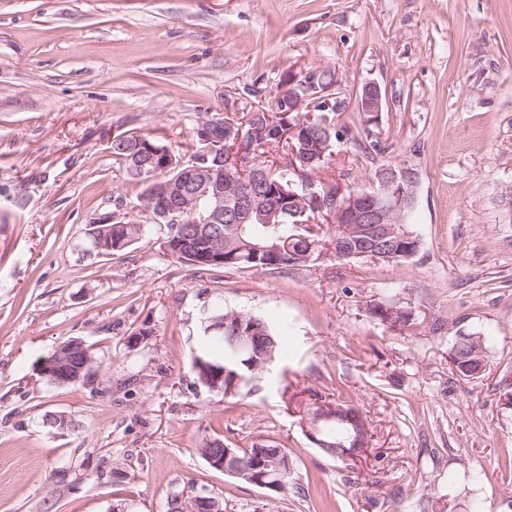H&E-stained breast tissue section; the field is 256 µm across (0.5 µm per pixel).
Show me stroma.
<instances>
[{
	"mask_svg": "<svg viewBox=\"0 0 512 512\" xmlns=\"http://www.w3.org/2000/svg\"><path fill=\"white\" fill-rule=\"evenodd\" d=\"M318 69L334 72L349 130L321 178L367 190L380 166L415 168L419 252L387 265L326 250L280 272L174 263L112 139L191 154L198 122L271 108ZM370 82L385 95L378 153L355 144ZM109 214L144 232L102 255L88 230ZM218 300L287 325L292 349L233 397L192 369ZM381 301L410 326L371 317ZM138 329L147 339L128 345ZM461 331L490 338L473 380L448 365ZM73 338L92 385L41 378ZM510 383L512 0H0V512H167L183 491L260 512L265 489L201 455L215 441L286 450L279 512H512ZM329 401L368 424L367 450L343 464L303 431Z\"/></svg>",
	"mask_w": 512,
	"mask_h": 512,
	"instance_id": "obj_1",
	"label": "stroma"
}]
</instances>
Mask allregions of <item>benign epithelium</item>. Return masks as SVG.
Masks as SVG:
<instances>
[{
    "label": "benign epithelium",
    "instance_id": "7a95c632",
    "mask_svg": "<svg viewBox=\"0 0 512 512\" xmlns=\"http://www.w3.org/2000/svg\"><path fill=\"white\" fill-rule=\"evenodd\" d=\"M335 89L336 78L330 71H308L302 81H288V88L276 97L273 111L286 104L287 112H296L298 118L307 121L306 113L312 111L309 100L313 92L326 101L336 100V108L342 107ZM356 106L364 129L380 125L383 94L378 85H364L356 94ZM260 132L259 127L248 132L243 127L226 129L224 121L218 119L203 120L194 129L193 134L202 140H216L222 135L224 140L234 142L225 163L227 179L224 181L215 177L212 170L201 167L196 159L176 160L170 151L153 153L150 162L154 163L162 156L163 165L175 168L176 175L171 181L160 184L153 170L146 171V180L154 189L153 203L157 207L154 211L147 209L145 213L156 220L176 224L178 213L204 196L211 201L212 209L201 223L213 225L215 234L221 237L220 224L226 221L236 225L237 232L241 233L245 225L256 221L270 224L281 213L304 217L309 212L316 214L327 210L330 222L348 225L351 244L363 246L364 256L369 259L379 258L380 243L387 238L395 242L388 258L417 253L420 243L409 237L404 239L397 233V225L406 223L415 206L419 184L417 170L405 164L383 166L374 173L375 188L372 191L346 189L338 182L336 191L324 198L316 190V183L329 150V141L319 131L309 139V151L303 165L288 168L293 178L288 180V191L284 192L271 185L266 171L255 166V161L243 157L239 150L240 144ZM88 370H94V359L88 348L82 340L70 339L42 361L39 374L50 383L63 386L78 383ZM205 458L211 467L269 491L280 488L284 470L290 468L288 454L281 448L258 455L250 467L243 465L238 454L230 448L208 452ZM172 508L176 512H224V502L206 493H196L178 497Z\"/></svg>",
    "mask_w": 512,
    "mask_h": 512
}]
</instances>
